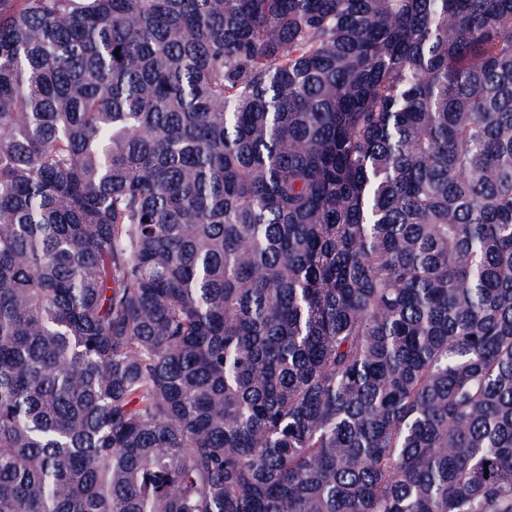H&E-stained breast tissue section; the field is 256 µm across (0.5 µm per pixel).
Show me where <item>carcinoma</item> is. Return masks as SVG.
I'll return each mask as SVG.
<instances>
[{"mask_svg":"<svg viewBox=\"0 0 512 512\" xmlns=\"http://www.w3.org/2000/svg\"><path fill=\"white\" fill-rule=\"evenodd\" d=\"M0 512H512V0H0Z\"/></svg>","mask_w":512,"mask_h":512,"instance_id":"cac0c4a2","label":"carcinoma"}]
</instances>
